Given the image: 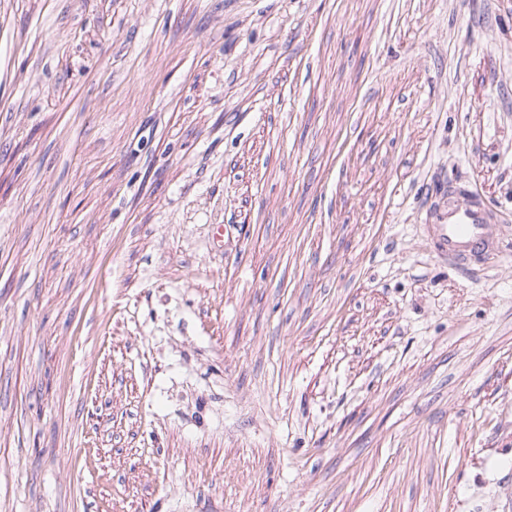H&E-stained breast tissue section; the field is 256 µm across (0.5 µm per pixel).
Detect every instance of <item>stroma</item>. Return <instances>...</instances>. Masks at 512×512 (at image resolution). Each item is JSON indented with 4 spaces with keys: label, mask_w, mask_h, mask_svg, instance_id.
<instances>
[{
    "label": "stroma",
    "mask_w": 512,
    "mask_h": 512,
    "mask_svg": "<svg viewBox=\"0 0 512 512\" xmlns=\"http://www.w3.org/2000/svg\"><path fill=\"white\" fill-rule=\"evenodd\" d=\"M511 496L512 0H0V512ZM420 224L433 254L461 271L483 267L494 257L502 239L493 230L496 217L482 193L467 182H443L434 192Z\"/></svg>",
    "instance_id": "stroma-1"
}]
</instances>
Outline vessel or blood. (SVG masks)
<instances>
[{
    "mask_svg": "<svg viewBox=\"0 0 512 512\" xmlns=\"http://www.w3.org/2000/svg\"><path fill=\"white\" fill-rule=\"evenodd\" d=\"M496 218L482 194L470 184L451 180L435 191L420 226L433 254L455 269L484 266L500 248Z\"/></svg>",
    "mask_w": 512,
    "mask_h": 512,
    "instance_id": "vessel-or-blood-1",
    "label": "vessel or blood"
}]
</instances>
